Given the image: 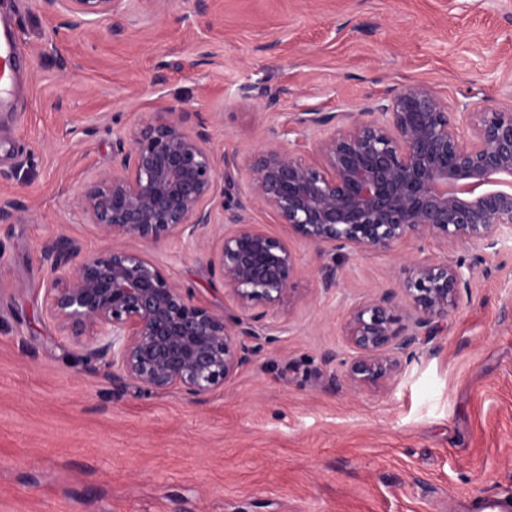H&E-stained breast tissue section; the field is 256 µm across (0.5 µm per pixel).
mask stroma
I'll return each instance as SVG.
<instances>
[{
	"instance_id": "stroma-1",
	"label": "stroma",
	"mask_w": 512,
	"mask_h": 512,
	"mask_svg": "<svg viewBox=\"0 0 512 512\" xmlns=\"http://www.w3.org/2000/svg\"><path fill=\"white\" fill-rule=\"evenodd\" d=\"M207 3L120 0L102 31L74 38L52 35L40 0H0L22 56L16 109L0 112V197L26 204L0 218V512H478L512 498L511 231L489 248L351 250L326 290L315 248L254 208L297 259L298 299L263 318L251 363L197 399L115 386L87 355L103 337L74 341L47 317L43 244L111 249L82 192L111 170L116 134L162 106L209 113L214 151L244 162L273 140L307 153L316 134L286 127L294 113L357 112L415 81L452 109L512 94V0ZM142 251L197 303L238 315L208 252L175 238ZM423 261L473 269L459 309L397 380L351 392L349 311Z\"/></svg>"
}]
</instances>
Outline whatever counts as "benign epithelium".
Returning a JSON list of instances; mask_svg holds the SVG:
<instances>
[{
    "mask_svg": "<svg viewBox=\"0 0 512 512\" xmlns=\"http://www.w3.org/2000/svg\"><path fill=\"white\" fill-rule=\"evenodd\" d=\"M57 29L86 32L112 16L119 0H41ZM466 124L426 82L384 96L360 112H300L293 122L323 135L306 158L277 143L246 164L217 154L200 112L169 107L112 140V171L81 197L108 239L157 244L171 237L206 246L222 230L210 265L244 313L297 300L296 258L282 240L246 220L254 206L313 245L321 288L336 287L327 257L344 248L389 251L406 238L494 245L512 224V108L461 103ZM345 127L336 129V121ZM247 174V191L225 196ZM229 222H217L219 212ZM47 315L68 335L92 331L109 343L112 380L147 391L200 397L250 361L259 328L196 303L141 251L117 246L81 254L60 236L43 248ZM461 264L416 263L400 290L356 304L345 326L354 351L344 372L355 392L386 384L403 370L400 354L436 333L471 288Z\"/></svg>",
    "mask_w": 512,
    "mask_h": 512,
    "instance_id": "benign-epithelium-1",
    "label": "benign epithelium"
}]
</instances>
